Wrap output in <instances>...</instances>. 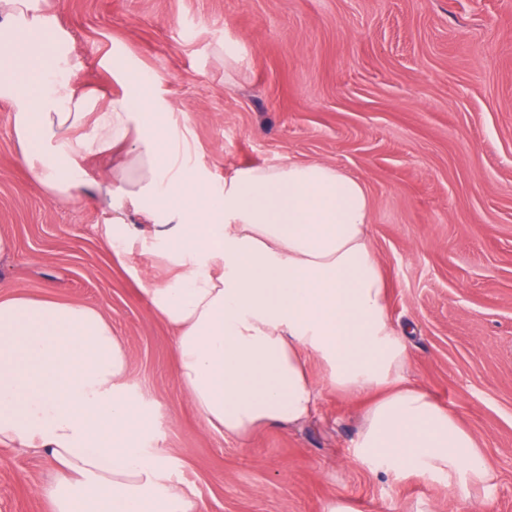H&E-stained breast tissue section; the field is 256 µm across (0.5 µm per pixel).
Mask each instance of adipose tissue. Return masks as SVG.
<instances>
[{"instance_id":"adipose-tissue-1","label":"adipose tissue","mask_w":512,"mask_h":512,"mask_svg":"<svg viewBox=\"0 0 512 512\" xmlns=\"http://www.w3.org/2000/svg\"><path fill=\"white\" fill-rule=\"evenodd\" d=\"M72 47L45 0H0V99L19 157L53 198L92 196L115 212L112 250L130 241L119 212L147 216L167 271L144 293L176 329L177 379L208 427L246 439L307 422L318 358L336 389L370 395L357 461L445 474L462 501L494 474L458 418L403 382L406 345L388 314L364 182L333 166L285 161L234 171L214 193L182 157L150 79L121 96L75 88ZM122 151L111 181L82 162ZM124 340L95 307L0 298V445L56 464L49 512H199L142 444L153 425L126 390Z\"/></svg>"}]
</instances>
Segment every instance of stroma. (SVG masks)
<instances>
[{
  "instance_id": "obj_1",
  "label": "stroma",
  "mask_w": 512,
  "mask_h": 512,
  "mask_svg": "<svg viewBox=\"0 0 512 512\" xmlns=\"http://www.w3.org/2000/svg\"><path fill=\"white\" fill-rule=\"evenodd\" d=\"M72 83L122 94L144 71L190 164L214 185L235 169L322 162L363 179L370 236L406 336L405 380L456 413L495 474L491 512H512V0H62ZM123 58L124 70L113 67ZM49 197L17 159L0 102V296L103 309L128 352L126 383L152 445L202 512H461L447 479L354 456L364 402L311 359L314 416L247 441L208 428L177 378L175 331L143 290L161 279L148 220ZM54 469L0 446V512H49Z\"/></svg>"
}]
</instances>
